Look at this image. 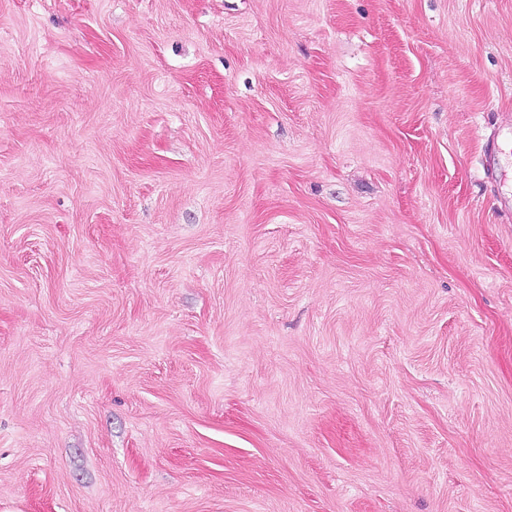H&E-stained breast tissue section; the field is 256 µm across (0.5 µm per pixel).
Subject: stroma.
Returning <instances> with one entry per match:
<instances>
[{
    "label": "stroma",
    "instance_id": "35a3bbf8",
    "mask_svg": "<svg viewBox=\"0 0 512 512\" xmlns=\"http://www.w3.org/2000/svg\"><path fill=\"white\" fill-rule=\"evenodd\" d=\"M512 0H0V512H512Z\"/></svg>",
    "mask_w": 512,
    "mask_h": 512
}]
</instances>
